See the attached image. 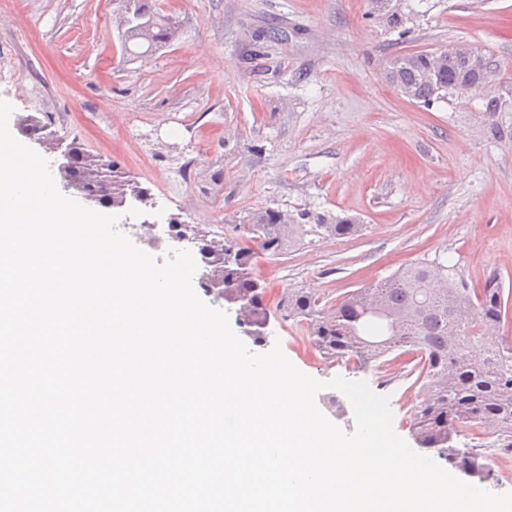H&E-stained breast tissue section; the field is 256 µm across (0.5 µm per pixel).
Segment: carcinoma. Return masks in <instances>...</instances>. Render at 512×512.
<instances>
[{"label": "carcinoma", "mask_w": 512, "mask_h": 512, "mask_svg": "<svg viewBox=\"0 0 512 512\" xmlns=\"http://www.w3.org/2000/svg\"><path fill=\"white\" fill-rule=\"evenodd\" d=\"M155 20L153 45L171 41L177 21L156 11L150 0H133ZM375 13L405 38L410 29L395 3L372 0ZM390 82L410 99L431 104L448 92L467 93L489 89L494 83L490 65L480 70L462 53L415 51L397 55L388 63ZM19 132L39 141L46 126L37 118L17 119ZM70 167L59 173L64 187L76 190L85 201L110 208L147 191L129 179L118 167L73 142ZM272 208L253 213L235 228L242 237L256 242L264 252L281 255L304 234L302 225ZM344 238L356 235L360 225L353 218L321 221L311 231ZM173 237L199 240L198 283L204 294L224 300L230 310L245 308L236 320L242 332L258 346L266 342L270 313L263 303L265 288L253 276L250 252L231 242L207 235L192 224H172ZM279 308L284 316L305 325L312 346L324 358L353 361L367 370L398 350L421 354L416 383L427 391L426 399L414 406L415 441L465 477L480 483L493 478L483 449L456 440L469 436L488 423L495 428L490 447L512 449V338L491 337L493 329L512 320V301L505 297L495 275L480 286L455 273L441 256L422 259L394 272L378 283L347 294L333 309L302 288L283 293Z\"/></svg>", "instance_id": "1"}]
</instances>
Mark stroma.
Here are the masks:
<instances>
[{"label": "stroma", "instance_id": "obj_1", "mask_svg": "<svg viewBox=\"0 0 512 512\" xmlns=\"http://www.w3.org/2000/svg\"><path fill=\"white\" fill-rule=\"evenodd\" d=\"M176 36L126 52L121 0H0V98L147 188L148 211L252 250L271 309L268 344L320 380L365 381L412 441L407 373L320 357L275 305L303 288L335 305L405 265L441 256L472 282L512 289V0H402L410 34L375 24L370 0H156ZM280 37H266L270 29ZM466 42L497 69L487 91L431 105L403 96L390 58ZM496 111H488V100ZM267 208L349 216L357 235H308L281 255L235 226Z\"/></svg>", "mask_w": 512, "mask_h": 512}]
</instances>
